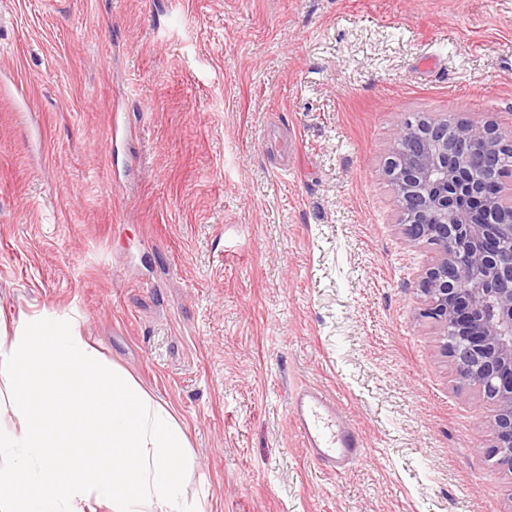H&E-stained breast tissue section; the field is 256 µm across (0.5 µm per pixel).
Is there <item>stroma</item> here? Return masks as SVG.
<instances>
[{"instance_id": "35a3bbf8", "label": "stroma", "mask_w": 512, "mask_h": 512, "mask_svg": "<svg viewBox=\"0 0 512 512\" xmlns=\"http://www.w3.org/2000/svg\"><path fill=\"white\" fill-rule=\"evenodd\" d=\"M0 321L76 320L189 430L211 512H512L383 168L512 127V0H0ZM359 429L346 470L290 417ZM296 429L306 439L312 457L335 472L360 458L364 444L360 433L339 426L336 403L324 391L305 387L296 392L291 412Z\"/></svg>"}]
</instances>
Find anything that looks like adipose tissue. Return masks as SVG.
I'll return each instance as SVG.
<instances>
[{
    "instance_id": "ef3b65f1",
    "label": "adipose tissue",
    "mask_w": 512,
    "mask_h": 512,
    "mask_svg": "<svg viewBox=\"0 0 512 512\" xmlns=\"http://www.w3.org/2000/svg\"><path fill=\"white\" fill-rule=\"evenodd\" d=\"M0 512H206L183 486L186 428L100 361L72 319L0 338Z\"/></svg>"
}]
</instances>
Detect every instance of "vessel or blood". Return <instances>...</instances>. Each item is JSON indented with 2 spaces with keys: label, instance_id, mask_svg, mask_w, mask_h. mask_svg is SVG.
<instances>
[{
  "label": "vessel or blood",
  "instance_id": "1",
  "mask_svg": "<svg viewBox=\"0 0 512 512\" xmlns=\"http://www.w3.org/2000/svg\"><path fill=\"white\" fill-rule=\"evenodd\" d=\"M291 415L312 457L329 470L345 469L362 456L364 444L360 433L341 426L336 403L324 391L315 387L297 391Z\"/></svg>",
  "mask_w": 512,
  "mask_h": 512
}]
</instances>
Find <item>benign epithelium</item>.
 I'll return each mask as SVG.
<instances>
[{
	"instance_id": "7a95c632",
	"label": "benign epithelium",
	"mask_w": 512,
	"mask_h": 512,
	"mask_svg": "<svg viewBox=\"0 0 512 512\" xmlns=\"http://www.w3.org/2000/svg\"><path fill=\"white\" fill-rule=\"evenodd\" d=\"M512 139L493 121L417 117L394 136L384 174L407 240L436 246L418 287L459 375L494 406L487 425L512 470V189L495 154Z\"/></svg>"
}]
</instances>
